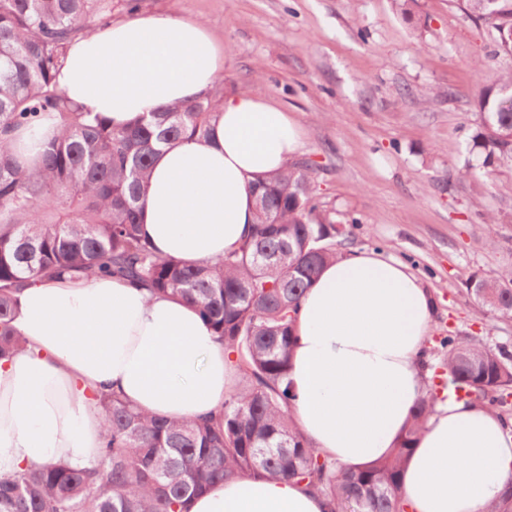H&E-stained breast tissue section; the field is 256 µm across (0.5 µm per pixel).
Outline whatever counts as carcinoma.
I'll return each instance as SVG.
<instances>
[{
  "label": "carcinoma",
  "mask_w": 512,
  "mask_h": 512,
  "mask_svg": "<svg viewBox=\"0 0 512 512\" xmlns=\"http://www.w3.org/2000/svg\"><path fill=\"white\" fill-rule=\"evenodd\" d=\"M469 18L494 30L512 55V0H460ZM112 13V0H0V358L27 348L13 325L18 294L68 275L113 276L153 295L193 304L210 322L240 384L224 408L202 419L169 421L141 413L115 393L94 394L104 424L94 466L28 467L0 479V512H186L188 501L234 476L294 481L326 500L328 512H407L400 473L438 397H423L391 454L352 471L312 448L292 414L288 381L301 298L357 220L336 221L316 201L305 160L258 180L255 219L238 249L215 262L186 264L158 254L141 234V199L162 147L206 137L218 118L215 95L146 113L116 128L82 112L55 76L68 44ZM479 163L465 174L512 163V75L477 97ZM55 117L60 134L38 142L23 167L12 144ZM476 312L512 321V270L466 282ZM440 365L425 351L431 387L477 407L508 410L512 351L466 336H442ZM485 512H512V480Z\"/></svg>",
  "instance_id": "carcinoma-1"
}]
</instances>
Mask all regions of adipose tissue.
I'll return each instance as SVG.
<instances>
[{"mask_svg": "<svg viewBox=\"0 0 512 512\" xmlns=\"http://www.w3.org/2000/svg\"><path fill=\"white\" fill-rule=\"evenodd\" d=\"M224 55L199 20L140 16L74 39L56 82L82 111L132 126L163 105L205 96ZM210 137L155 157L142 232L158 253L192 264L239 246L257 178L301 145L297 122L251 94L225 98ZM434 300L408 264L378 252L340 256L306 292L289 370L296 422L315 448L359 469L388 456L427 394L420 358ZM27 351L0 360V477L25 466L91 467L105 390L180 421L222 408L235 371L191 304L150 297L111 277L64 278L19 296ZM512 480V428L492 409L437 402L401 477L412 512H484ZM189 512H326L277 479L239 477L194 498Z\"/></svg>", "mask_w": 512, "mask_h": 512, "instance_id": "1", "label": "adipose tissue"}]
</instances>
